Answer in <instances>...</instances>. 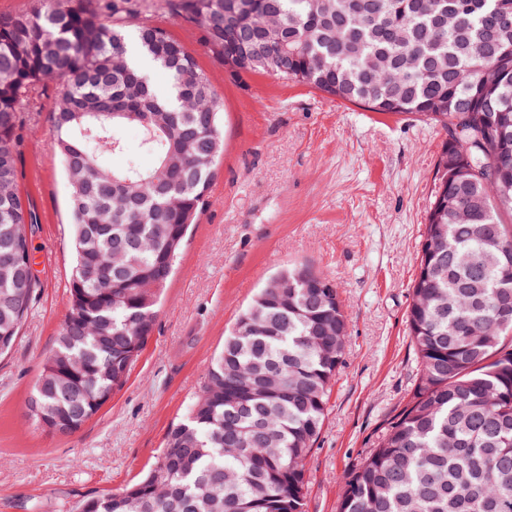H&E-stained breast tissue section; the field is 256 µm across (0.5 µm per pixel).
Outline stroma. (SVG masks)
<instances>
[{"mask_svg": "<svg viewBox=\"0 0 512 512\" xmlns=\"http://www.w3.org/2000/svg\"><path fill=\"white\" fill-rule=\"evenodd\" d=\"M224 105V155L124 387L73 434L42 430L28 397L68 313L70 188L56 153L51 83L23 114L19 188L36 217L40 298L0 357V512H73L120 490L161 453L224 336L262 283L305 264L334 279L349 314L345 361L308 467L306 512H337L343 475L414 383L406 317L445 135L408 114L370 112L274 74L238 73L199 27L168 20Z\"/></svg>", "mask_w": 512, "mask_h": 512, "instance_id": "stroma-1", "label": "stroma"}]
</instances>
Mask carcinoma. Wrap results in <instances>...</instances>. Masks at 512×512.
<instances>
[{"label": "carcinoma", "mask_w": 512, "mask_h": 512, "mask_svg": "<svg viewBox=\"0 0 512 512\" xmlns=\"http://www.w3.org/2000/svg\"><path fill=\"white\" fill-rule=\"evenodd\" d=\"M202 28L237 71L310 84L372 112L438 124L407 328L419 365L409 393L358 467L338 512H512V0H155ZM238 27L224 34L225 12ZM129 0H37L0 13V356L41 288L32 212L18 186L23 112L50 82L70 185L75 263L69 310L28 398L53 434L79 428L119 391L224 154L223 105L167 27L131 24ZM168 79L157 90L128 46ZM140 129L153 165L108 167ZM457 172L442 170L447 155ZM307 265L263 285L210 363L155 463L76 512H305L307 464L349 321L338 288Z\"/></svg>", "instance_id": "obj_1"}]
</instances>
